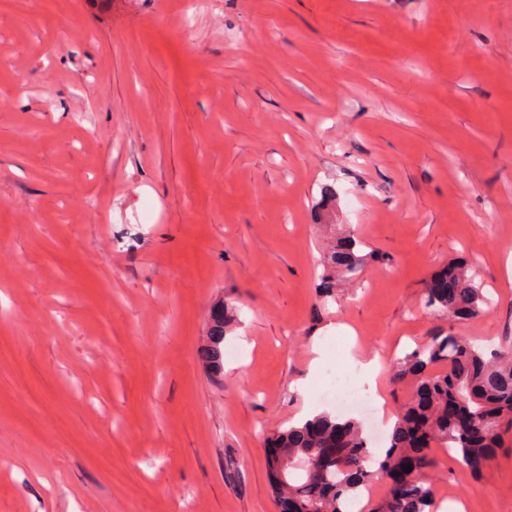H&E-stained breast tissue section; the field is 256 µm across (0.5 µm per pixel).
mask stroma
Here are the masks:
<instances>
[{"mask_svg": "<svg viewBox=\"0 0 512 512\" xmlns=\"http://www.w3.org/2000/svg\"><path fill=\"white\" fill-rule=\"evenodd\" d=\"M189 2L0 0V512H277L317 354L395 415L429 336L512 337V0ZM348 233L375 260L323 297ZM453 260L475 318L424 306ZM432 454L512 512V443Z\"/></svg>", "mask_w": 512, "mask_h": 512, "instance_id": "35a3bbf8", "label": "stroma"}]
</instances>
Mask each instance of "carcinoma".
Returning <instances> with one entry per match:
<instances>
[{
  "label": "carcinoma",
  "mask_w": 512,
  "mask_h": 512,
  "mask_svg": "<svg viewBox=\"0 0 512 512\" xmlns=\"http://www.w3.org/2000/svg\"><path fill=\"white\" fill-rule=\"evenodd\" d=\"M364 247L350 236L338 239L323 263L326 291L368 265L372 255ZM446 269L454 273L453 287L425 289V306L453 320L477 316L487 299L472 269L457 261ZM232 321L226 308L215 314V343ZM438 364L448 369L431 372ZM407 377L414 379L412 398L382 455L359 421L330 414L274 435L272 441L288 457L279 469L269 464L276 501L286 498L298 504V512H347L369 483L384 474L402 475L409 464L414 475L402 487H389L369 512H434V443L453 451L473 475H482L494 449L512 435V341L483 347L463 336L435 334L400 359L397 378Z\"/></svg>",
  "instance_id": "cac0c4a2"
}]
</instances>
